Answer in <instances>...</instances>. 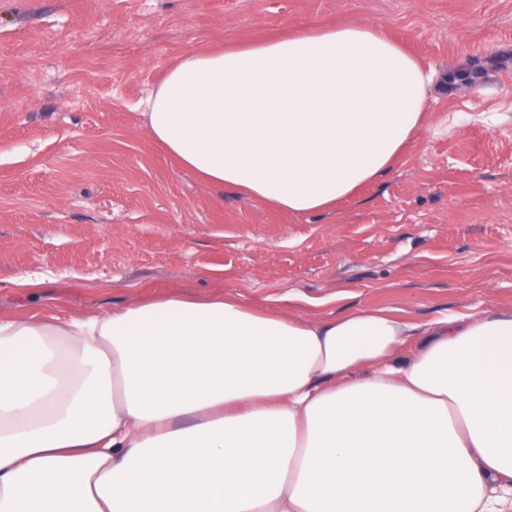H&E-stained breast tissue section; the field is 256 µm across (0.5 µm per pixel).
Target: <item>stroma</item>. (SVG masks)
<instances>
[{
  "mask_svg": "<svg viewBox=\"0 0 512 512\" xmlns=\"http://www.w3.org/2000/svg\"><path fill=\"white\" fill-rule=\"evenodd\" d=\"M342 21L457 76L358 196L278 211L208 188L148 132L145 101L182 55ZM25 274L45 287H17ZM183 291L417 322L511 306L512 0H0V316Z\"/></svg>",
  "mask_w": 512,
  "mask_h": 512,
  "instance_id": "35a3bbf8",
  "label": "stroma"
}]
</instances>
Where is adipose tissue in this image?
Here are the masks:
<instances>
[{"label": "adipose tissue", "mask_w": 512, "mask_h": 512, "mask_svg": "<svg viewBox=\"0 0 512 512\" xmlns=\"http://www.w3.org/2000/svg\"><path fill=\"white\" fill-rule=\"evenodd\" d=\"M435 75L380 25L185 54L146 100L179 165L291 214L351 198ZM512 306L417 323L231 295L0 317V512H504Z\"/></svg>", "instance_id": "obj_1"}]
</instances>
